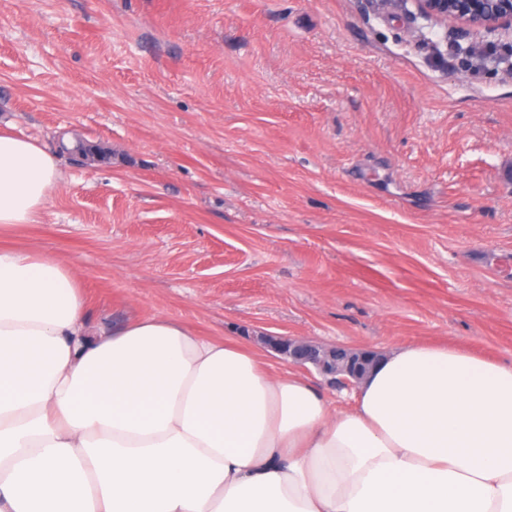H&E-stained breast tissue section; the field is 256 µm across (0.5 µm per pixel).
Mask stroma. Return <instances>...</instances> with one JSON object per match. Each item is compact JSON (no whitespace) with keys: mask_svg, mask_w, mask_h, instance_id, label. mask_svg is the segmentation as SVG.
Wrapping results in <instances>:
<instances>
[{"mask_svg":"<svg viewBox=\"0 0 512 512\" xmlns=\"http://www.w3.org/2000/svg\"><path fill=\"white\" fill-rule=\"evenodd\" d=\"M380 0H0V121L57 151L39 223L95 329L512 362V68ZM98 149L60 150V135Z\"/></svg>","mask_w":512,"mask_h":512,"instance_id":"35a3bbf8","label":"stroma"}]
</instances>
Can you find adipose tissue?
Segmentation results:
<instances>
[{
  "label": "adipose tissue",
  "mask_w": 512,
  "mask_h": 512,
  "mask_svg": "<svg viewBox=\"0 0 512 512\" xmlns=\"http://www.w3.org/2000/svg\"><path fill=\"white\" fill-rule=\"evenodd\" d=\"M60 180L0 130V229ZM0 512H512V363L401 345L338 410L234 336L90 331L70 264L0 248Z\"/></svg>",
  "instance_id": "1"
}]
</instances>
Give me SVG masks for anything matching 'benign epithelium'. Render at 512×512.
<instances>
[{
    "instance_id": "obj_1",
    "label": "benign epithelium",
    "mask_w": 512,
    "mask_h": 512,
    "mask_svg": "<svg viewBox=\"0 0 512 512\" xmlns=\"http://www.w3.org/2000/svg\"><path fill=\"white\" fill-rule=\"evenodd\" d=\"M393 9L407 10L413 3V18H435L455 23L450 39L454 44L478 31L502 30L512 38V0H380ZM275 349L288 356L294 365L311 364L340 388L352 389L361 380L362 365L372 357L369 351H354L344 346L319 348L301 338L275 340Z\"/></svg>"
}]
</instances>
